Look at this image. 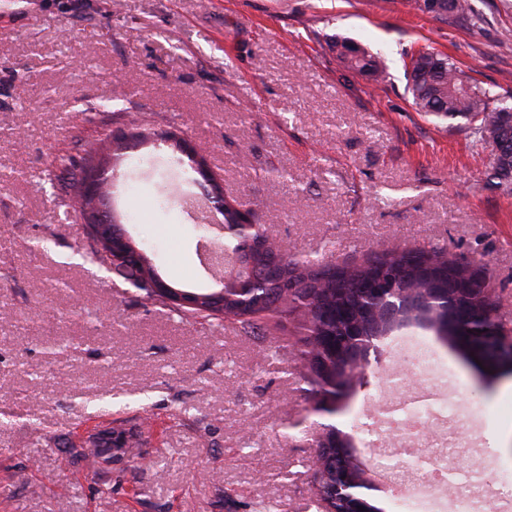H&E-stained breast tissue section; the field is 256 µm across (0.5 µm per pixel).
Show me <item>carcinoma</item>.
<instances>
[{"mask_svg": "<svg viewBox=\"0 0 512 512\" xmlns=\"http://www.w3.org/2000/svg\"><path fill=\"white\" fill-rule=\"evenodd\" d=\"M448 17L465 20L472 25L481 21V15L473 0H451ZM337 58L349 69L370 77L374 82L384 78V71L364 48L346 39L336 38L331 43ZM407 90L413 105L420 112L438 120L465 119L474 124L473 130L478 141L496 147L495 178L499 185L512 186V124L501 120L500 111L490 108L492 93L470 80L444 55L422 52L411 59L407 79ZM433 278L420 275L417 256L412 250H391L354 268L334 267L336 278L324 284L315 285V277L323 265L315 259H298L286 256V274L296 281L298 288L290 295H283L262 281L256 284L254 294L241 295L228 288L224 289V310L221 314L211 313L207 307L191 311H178L182 319H204L233 321L239 331L247 336L256 335L270 323H281L288 315L299 310L303 315H313L315 322L298 337L299 358L318 364V371L304 376L306 397L314 401V411L321 410L327 400L333 404L327 412L336 411L337 401L346 391L351 390L350 381L356 369L350 357V342L357 333V327L370 333L373 325L382 323V331L398 323H415L431 328L436 336L457 349H462L463 338L473 330L495 328L509 329L506 320L499 313L487 319L476 313L475 301L482 297L490 306H495L488 294L479 296L467 291L471 287V264L451 256L442 247L421 249ZM385 270L388 294L403 297V303L394 311H384L375 305L361 291L365 280L377 269ZM154 273L152 266L132 272V286L138 297L149 301L151 297L143 282ZM448 277V289L440 301L444 309L431 315L409 300L408 293L424 296L425 291L436 288L434 280ZM113 449L112 430L99 432L98 439L89 448L79 452V458L96 466L99 456ZM314 466H323L322 487L313 491L323 509H330L336 503H328L324 494L336 486V448L319 447L315 450Z\"/></svg>", "mask_w": 512, "mask_h": 512, "instance_id": "carcinoma-1", "label": "carcinoma"}]
</instances>
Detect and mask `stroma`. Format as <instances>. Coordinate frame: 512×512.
Returning a JSON list of instances; mask_svg holds the SVG:
<instances>
[{
    "label": "stroma",
    "instance_id": "stroma-1",
    "mask_svg": "<svg viewBox=\"0 0 512 512\" xmlns=\"http://www.w3.org/2000/svg\"><path fill=\"white\" fill-rule=\"evenodd\" d=\"M481 27L410 0H0V512H317L312 441L352 435L374 474L364 414L407 404L429 380H382L418 344L452 369L464 466L512 473V372H484L434 332L376 340L362 386L333 414L302 392L297 322L261 339L182 320L85 263L88 243L59 185L58 154L105 157L116 218L163 278L219 289L163 175L200 197L164 131L200 145L227 199L251 201L285 252L329 265L430 244L484 268L512 319V192L468 121L418 112L412 56L446 55L512 106V0H476ZM345 36L388 72L371 84L329 48ZM132 430L139 457L87 469L89 434Z\"/></svg>",
    "mask_w": 512,
    "mask_h": 512
}]
</instances>
